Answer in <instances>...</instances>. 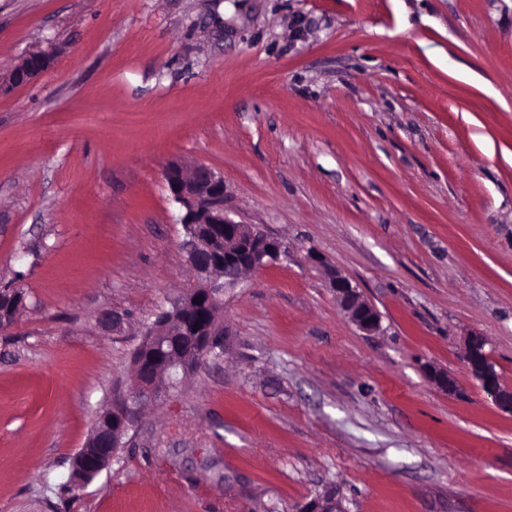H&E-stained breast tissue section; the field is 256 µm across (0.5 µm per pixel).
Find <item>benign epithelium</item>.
I'll use <instances>...</instances> for the list:
<instances>
[{"label":"benign epithelium","mask_w":512,"mask_h":512,"mask_svg":"<svg viewBox=\"0 0 512 512\" xmlns=\"http://www.w3.org/2000/svg\"><path fill=\"white\" fill-rule=\"evenodd\" d=\"M52 58L33 53L17 64L9 74L11 89L30 83L48 69ZM171 198L184 213L180 224L184 230L182 249L194 272L193 283L184 294L162 311L161 329L186 318L185 311L196 306L223 307L224 294L237 287L246 270L263 267L285 253L283 244L235 220L224 208V179L205 164L185 168L178 163L163 172ZM331 287L343 312L361 331L370 334L380 329L377 310L360 294L351 280L339 273L332 275ZM464 360L472 375L491 396L496 406L512 413V389L501 385L485 351V341L475 337L468 342ZM138 375L130 389H118L112 395L111 409L97 415L90 436L78 450L73 464L79 466L90 483L116 457V449L129 446V432L140 423V407L148 402L165 400L183 374L185 364L169 354L163 346L152 343L150 356L138 361ZM296 512H345L341 502L316 496Z\"/></svg>","instance_id":"7a95c632"}]
</instances>
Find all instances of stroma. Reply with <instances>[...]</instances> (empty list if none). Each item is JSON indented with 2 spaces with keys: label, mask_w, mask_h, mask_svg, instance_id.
<instances>
[{
  "label": "stroma",
  "mask_w": 512,
  "mask_h": 512,
  "mask_svg": "<svg viewBox=\"0 0 512 512\" xmlns=\"http://www.w3.org/2000/svg\"><path fill=\"white\" fill-rule=\"evenodd\" d=\"M0 512H512V0H0ZM288 254L224 297V353L61 486L191 282L167 163ZM381 316L360 331L330 287ZM124 314L121 328L98 322ZM448 373L441 390L429 368ZM51 63L52 58L49 55L33 53L10 71L8 85L4 87L1 83V88L3 87L6 90L29 84L39 74L48 69ZM331 287L341 309L359 330L370 334L380 329L379 313L362 297L349 278L336 273L331 277ZM464 360L472 375L502 411L512 413V389L502 386L494 366L485 351V341L475 337L468 342Z\"/></svg>",
  "instance_id": "1"
}]
</instances>
